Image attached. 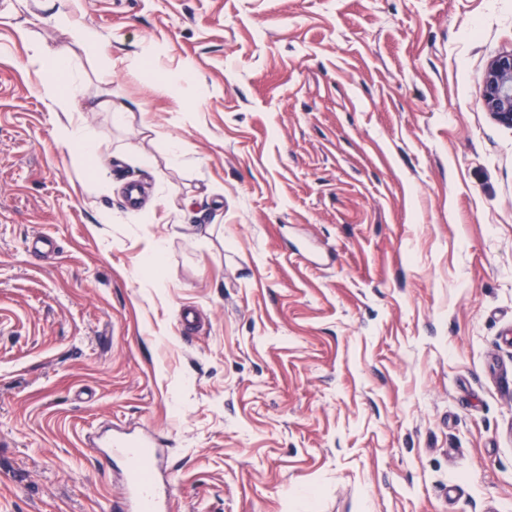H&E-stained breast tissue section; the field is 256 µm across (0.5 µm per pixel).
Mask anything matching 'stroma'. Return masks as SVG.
Returning <instances> with one entry per match:
<instances>
[{
  "label": "stroma",
  "mask_w": 512,
  "mask_h": 512,
  "mask_svg": "<svg viewBox=\"0 0 512 512\" xmlns=\"http://www.w3.org/2000/svg\"><path fill=\"white\" fill-rule=\"evenodd\" d=\"M510 51L512 0H0V512H113L114 425L167 512H512ZM28 64L47 74V78L42 83L39 93L49 102L54 112H63L66 115H73L79 112V87L73 85L67 92H62L50 76L52 73L71 70L73 62L69 58L60 53L53 52L44 46H34L32 54L29 56ZM481 103L496 121L512 126V51L486 63L481 78ZM59 131L64 141L77 145V149L72 156L73 164L81 169L86 168L90 164L95 151L93 131L83 122H74L72 119L62 124Z\"/></svg>",
  "instance_id": "stroma-1"
}]
</instances>
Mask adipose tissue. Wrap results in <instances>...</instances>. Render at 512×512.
<instances>
[{"instance_id": "adipose-tissue-1", "label": "adipose tissue", "mask_w": 512, "mask_h": 512, "mask_svg": "<svg viewBox=\"0 0 512 512\" xmlns=\"http://www.w3.org/2000/svg\"><path fill=\"white\" fill-rule=\"evenodd\" d=\"M28 63L31 67L45 73L46 79L42 83L39 93L49 102L53 111L67 114L68 120L61 125L60 135L64 141L77 146L72 156L74 165L81 169L86 168L90 164L95 150L94 133L84 123L74 122L70 119L71 114L78 110L80 89L74 85L68 91H60L52 79L53 73L72 69V61L60 53L37 46L33 48Z\"/></svg>"}]
</instances>
